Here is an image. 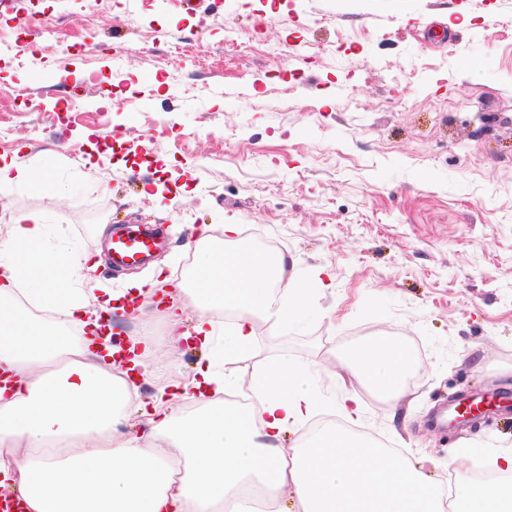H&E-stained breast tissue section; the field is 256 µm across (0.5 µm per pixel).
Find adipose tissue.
<instances>
[{"instance_id": "adipose-tissue-1", "label": "adipose tissue", "mask_w": 512, "mask_h": 512, "mask_svg": "<svg viewBox=\"0 0 512 512\" xmlns=\"http://www.w3.org/2000/svg\"><path fill=\"white\" fill-rule=\"evenodd\" d=\"M11 222L8 241L0 243V486L17 485L27 512H213L256 484L274 502L290 492L293 512H512V483L463 481L447 496L439 479L351 424L282 448L283 431L304 424L322 404L300 370L283 361L248 380L247 390L262 400L258 411L226 405V381L209 363L184 384L207 396L202 413L186 418L163 400L137 401L114 360L118 348L97 347L98 313L108 302L91 310L56 284L82 276L87 254L72 248L56 255L40 212L15 213ZM196 247L203 260L189 293L199 315L192 332L181 334L179 314L169 311L165 342L190 339L211 349L210 310L219 305L237 314L224 333V353L241 355L253 346L256 320L296 322L310 313L313 291L306 285L285 301L274 294L288 284L286 254L217 247L208 234ZM24 278L33 283L29 306L78 325L79 343L14 305ZM347 369L378 393L404 390L407 362L390 339L355 348ZM135 416L147 420L143 434L126 429Z\"/></svg>"}]
</instances>
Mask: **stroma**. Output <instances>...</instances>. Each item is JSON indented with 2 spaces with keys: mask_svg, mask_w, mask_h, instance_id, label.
<instances>
[{
  "mask_svg": "<svg viewBox=\"0 0 512 512\" xmlns=\"http://www.w3.org/2000/svg\"><path fill=\"white\" fill-rule=\"evenodd\" d=\"M151 0H129L116 17L97 0L70 12L57 0L53 33L37 48L0 51V159L56 182L59 195L0 187V237L9 218L39 211L57 251L76 245L96 261L83 280L96 296L125 290L150 269L171 299L197 260L196 229L214 238L235 224L258 248L291 258L288 276L315 285L313 313L298 325L259 323L251 351L223 354L232 381L285 358L344 423L338 402H360L359 430L438 479L465 480L512 448V422L485 416L439 426L457 396L512 393V0H297L295 9L241 0L213 7L199 55L179 0L156 18ZM260 33L264 52L225 43ZM121 50L57 51L87 31ZM292 37L287 60L268 48ZM50 101L77 95L83 111L64 122L20 111L15 94ZM402 102L389 106L393 92ZM103 111H96V104ZM141 224L163 239L147 264L115 271L107 237ZM117 342L167 325L150 297L116 311ZM393 340L409 370L404 391L377 395L339 379L350 349ZM194 345L159 347L149 403L169 380L206 359Z\"/></svg>",
  "mask_w": 512,
  "mask_h": 512,
  "instance_id": "stroma-1",
  "label": "stroma"
}]
</instances>
